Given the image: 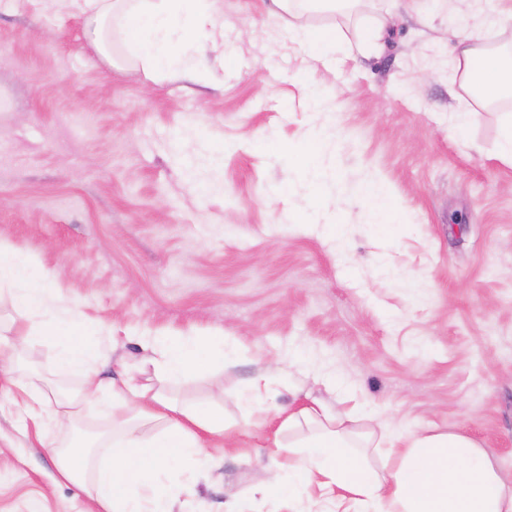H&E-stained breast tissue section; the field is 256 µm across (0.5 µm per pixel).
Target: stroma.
I'll list each match as a JSON object with an SVG mask.
<instances>
[{"label":"stroma","instance_id":"35a3bbf8","mask_svg":"<svg viewBox=\"0 0 512 512\" xmlns=\"http://www.w3.org/2000/svg\"><path fill=\"white\" fill-rule=\"evenodd\" d=\"M497 0H368L387 21L375 56L329 66L290 43L262 0H223L202 59L206 84L152 81L140 65L108 63L81 35L66 0H0V239L34 254L64 299L86 313L109 352L107 371L144 351L112 328L237 337L174 386L181 400L223 398L239 447L219 464L167 475L175 512H271L254 495L288 451L268 447L272 410L324 386L273 384L253 415L237 404L248 381L289 350L335 367L416 431L466 433L512 483V164L495 155L507 112L448 131L467 96L454 76V35L512 47V24L480 16ZM309 69L311 84L297 75ZM336 139L346 248L311 223V196L292 180L314 130ZM383 182L397 210L375 227L359 197ZM0 512H89L58 481L49 448L0 407Z\"/></svg>","mask_w":512,"mask_h":512}]
</instances>
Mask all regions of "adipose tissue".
I'll return each mask as SVG.
<instances>
[{
    "label": "adipose tissue",
    "mask_w": 512,
    "mask_h": 512,
    "mask_svg": "<svg viewBox=\"0 0 512 512\" xmlns=\"http://www.w3.org/2000/svg\"><path fill=\"white\" fill-rule=\"evenodd\" d=\"M83 21L85 37L106 58H113L112 26L120 24L127 58L151 76L208 79L200 52L220 16V0H71ZM276 17L287 18L288 35L320 60L333 55L379 52L384 25L356 28L348 40L337 25L306 24L314 13L350 17L362 0H271ZM456 67L471 107L457 112L456 131L466 127L474 107L512 97V53L480 48L461 37ZM8 302L21 323L5 336L0 323V400L15 406L31 423L30 434L44 442L61 415L73 414L82 401L106 407L111 424L98 447L72 442L56 450L58 480L79 485L94 512H173L165 471L185 462L213 464L210 446L224 437V406L216 401L184 402L170 396L171 386L197 374L210 358L229 360L232 352L210 336L181 338L143 332L139 341L151 351L154 382L128 371L101 379L98 367L108 353L84 337L86 314L68 305L48 271L34 257L0 240V302ZM49 341L53 351L44 367L81 380L78 395L61 397L17 373L14 364L31 339ZM352 401L340 416L322 400L307 398L299 408L276 411L273 420L295 458L271 471L255 487L262 499L284 504L289 512H308L311 503L331 512H512V486L473 437L461 433L395 432L377 403L343 390Z\"/></svg>",
    "instance_id": "ef3b65f1"
}]
</instances>
